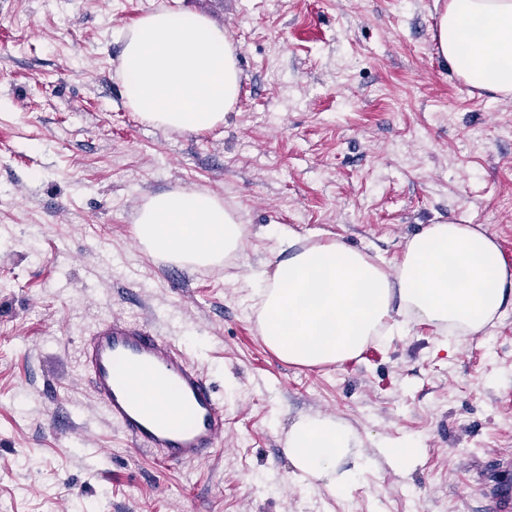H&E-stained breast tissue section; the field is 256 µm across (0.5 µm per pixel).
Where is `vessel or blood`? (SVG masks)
Returning a JSON list of instances; mask_svg holds the SVG:
<instances>
[{"mask_svg":"<svg viewBox=\"0 0 512 512\" xmlns=\"http://www.w3.org/2000/svg\"><path fill=\"white\" fill-rule=\"evenodd\" d=\"M92 394L137 449L172 464L210 459L224 440V404L203 369L173 340L116 314L96 320L79 348ZM171 387L167 402L146 396ZM485 512H512V484L490 481Z\"/></svg>","mask_w":512,"mask_h":512,"instance_id":"1","label":"vessel or blood"}]
</instances>
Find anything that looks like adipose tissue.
Instances as JSON below:
<instances>
[{
    "mask_svg": "<svg viewBox=\"0 0 512 512\" xmlns=\"http://www.w3.org/2000/svg\"><path fill=\"white\" fill-rule=\"evenodd\" d=\"M435 41L440 56L472 87L512 94V0H446ZM119 71L125 103L154 126L198 133L222 123L239 96L236 50L201 14L161 9L124 32ZM135 233L151 253L194 267L241 250L235 210L203 190L155 195ZM259 333L282 360L316 366L359 354L388 331L425 322L473 335L512 305V270L495 240L465 224H432L407 239L396 274L332 240L293 252L255 274ZM297 479L345 491L342 461L362 440L331 415L295 419L283 440Z\"/></svg>",
    "mask_w": 512,
    "mask_h": 512,
    "instance_id": "ef3b65f1",
    "label": "adipose tissue"
}]
</instances>
